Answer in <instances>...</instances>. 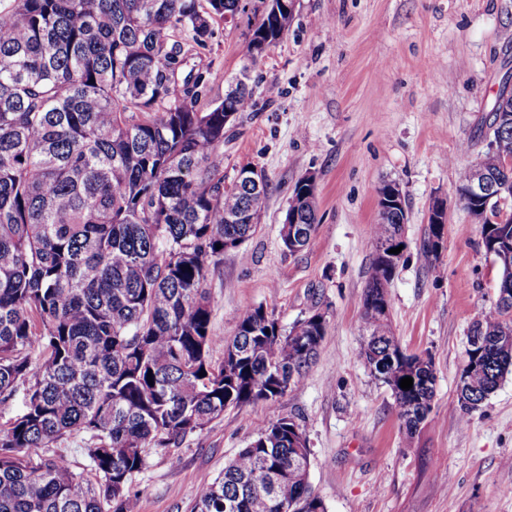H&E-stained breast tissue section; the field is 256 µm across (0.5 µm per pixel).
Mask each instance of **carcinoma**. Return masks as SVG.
Instances as JSON below:
<instances>
[{
  "mask_svg": "<svg viewBox=\"0 0 512 512\" xmlns=\"http://www.w3.org/2000/svg\"><path fill=\"white\" fill-rule=\"evenodd\" d=\"M239 2L0 0V406L19 405L0 425V512H129L150 450L170 452L229 408L274 405L318 353L323 314L285 329L247 305L231 341L211 329L207 282L255 233L268 181L224 187V117L254 106L248 84L236 79L211 99L209 72L180 69ZM288 3L257 15L250 64L288 33ZM506 106V123L490 113L495 147L478 164L512 189L502 164L512 97ZM288 211L315 232L314 196L294 187ZM406 219L390 206L371 228L360 356L411 432L430 412L435 376L393 336L388 288L400 258L381 249ZM481 235L512 249V222ZM509 330L512 303L497 298L474 321L480 346L466 350L461 420L512 369ZM295 427L278 417L257 431L191 512H326ZM70 437L82 439L95 480L57 447Z\"/></svg>",
  "mask_w": 512,
  "mask_h": 512,
  "instance_id": "cac0c4a2",
  "label": "carcinoma"
}]
</instances>
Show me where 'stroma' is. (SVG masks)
<instances>
[{
    "mask_svg": "<svg viewBox=\"0 0 512 512\" xmlns=\"http://www.w3.org/2000/svg\"><path fill=\"white\" fill-rule=\"evenodd\" d=\"M254 23L253 9L237 14L184 70L209 71L212 96L223 95ZM510 67L512 0H297L285 37L250 69L254 109L224 135L225 185L261 171L267 206L207 287L216 335L232 338L249 304L286 328L324 312L326 334L275 405L226 410L173 455L150 454L133 480L139 512H190L201 480L279 417L304 427L311 490L327 512H512V374L469 422L454 411L467 336L498 280L455 186L487 149L489 110ZM307 175L319 224L291 253L280 227ZM386 182L400 185L408 217L388 288L392 332L405 352L431 358L436 375L431 411L413 433L359 355L369 231ZM437 198L448 223L433 264L421 241Z\"/></svg>",
    "mask_w": 512,
    "mask_h": 512,
    "instance_id": "stroma-1",
    "label": "stroma"
}]
</instances>
